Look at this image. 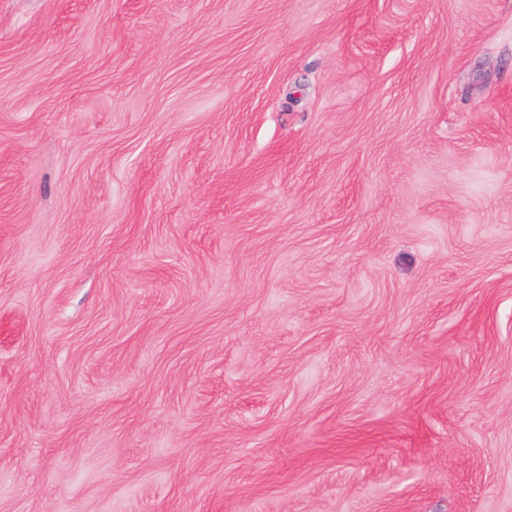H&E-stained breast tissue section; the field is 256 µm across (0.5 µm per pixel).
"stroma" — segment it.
<instances>
[{"instance_id": "stroma-1", "label": "stroma", "mask_w": 512, "mask_h": 512, "mask_svg": "<svg viewBox=\"0 0 512 512\" xmlns=\"http://www.w3.org/2000/svg\"><path fill=\"white\" fill-rule=\"evenodd\" d=\"M0 512H512V0H0Z\"/></svg>"}]
</instances>
